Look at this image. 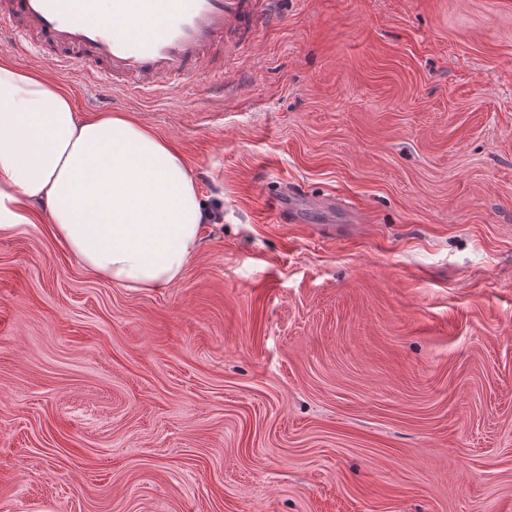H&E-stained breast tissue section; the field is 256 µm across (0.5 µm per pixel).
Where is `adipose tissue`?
<instances>
[{
    "mask_svg": "<svg viewBox=\"0 0 512 512\" xmlns=\"http://www.w3.org/2000/svg\"><path fill=\"white\" fill-rule=\"evenodd\" d=\"M91 273L122 288L176 282L213 215L182 155L115 112L84 118L67 90L0 59V230L31 204Z\"/></svg>",
    "mask_w": 512,
    "mask_h": 512,
    "instance_id": "1",
    "label": "adipose tissue"
}]
</instances>
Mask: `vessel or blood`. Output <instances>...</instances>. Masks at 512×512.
<instances>
[{
	"label": "vessel or blood",
	"instance_id": "1",
	"mask_svg": "<svg viewBox=\"0 0 512 512\" xmlns=\"http://www.w3.org/2000/svg\"><path fill=\"white\" fill-rule=\"evenodd\" d=\"M260 0H0V34L18 55L56 48L53 61L78 64L105 89L118 81L156 89L208 79L212 57L243 26H259Z\"/></svg>",
	"mask_w": 512,
	"mask_h": 512
}]
</instances>
